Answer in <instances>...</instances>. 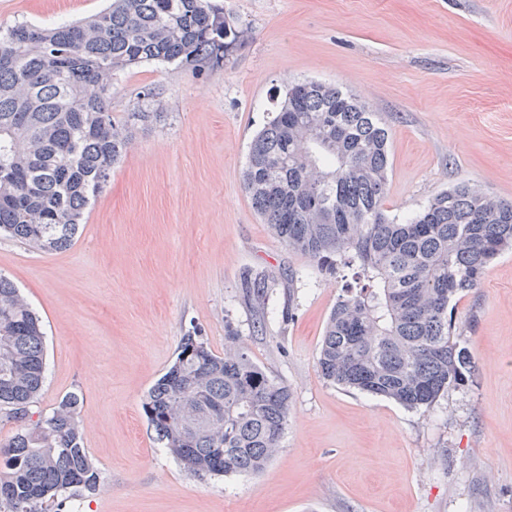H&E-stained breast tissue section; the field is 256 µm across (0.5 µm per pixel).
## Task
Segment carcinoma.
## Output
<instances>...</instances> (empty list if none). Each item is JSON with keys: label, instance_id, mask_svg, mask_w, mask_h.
Returning <instances> with one entry per match:
<instances>
[{"label": "carcinoma", "instance_id": "obj_1", "mask_svg": "<svg viewBox=\"0 0 512 512\" xmlns=\"http://www.w3.org/2000/svg\"><path fill=\"white\" fill-rule=\"evenodd\" d=\"M248 39L211 0H112L80 22L0 28V235L46 254L68 250L131 128L164 117L163 92L148 87L125 123L112 120L116 71L143 63L218 70ZM274 112L249 148L244 187L253 208L319 273L352 270L325 326L319 376L407 409L431 408L473 372L448 309L512 250V201L461 182L401 222L383 207L390 133L380 113L312 80L289 85ZM269 280L243 274L257 309ZM45 378L39 316L0 274V418L15 425L0 440V512H59L63 496L102 486L80 396L33 411ZM292 403L290 388L237 334L225 337L221 355L193 330L142 407L163 447L206 477L261 472Z\"/></svg>", "mask_w": 512, "mask_h": 512}]
</instances>
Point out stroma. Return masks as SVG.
I'll list each match as a JSON object with an SVG mask.
<instances>
[{
    "instance_id": "1",
    "label": "stroma",
    "mask_w": 512,
    "mask_h": 512,
    "mask_svg": "<svg viewBox=\"0 0 512 512\" xmlns=\"http://www.w3.org/2000/svg\"><path fill=\"white\" fill-rule=\"evenodd\" d=\"M251 30L227 68L141 64L112 78L124 121L139 92L165 116L138 127L73 246L0 237V273L38 312L37 408L83 399L102 491L65 512H512V252L451 310L476 368L427 410L325 382L316 361L344 278L325 277L263 224L244 189L253 136L287 84L342 86L390 128L384 208L413 218L458 182L512 200V0H215ZM108 0H0V26H51ZM272 275L264 308L240 277ZM227 332L293 393L280 449L252 476L194 477L162 447L143 396L187 331Z\"/></svg>"
}]
</instances>
